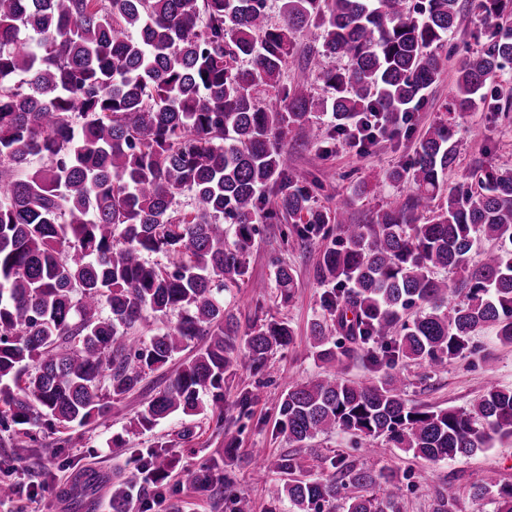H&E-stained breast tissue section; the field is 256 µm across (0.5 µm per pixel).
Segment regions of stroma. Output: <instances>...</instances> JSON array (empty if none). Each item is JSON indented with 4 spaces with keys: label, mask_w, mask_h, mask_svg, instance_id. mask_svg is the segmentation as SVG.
Returning a JSON list of instances; mask_svg holds the SVG:
<instances>
[{
    "label": "stroma",
    "mask_w": 512,
    "mask_h": 512,
    "mask_svg": "<svg viewBox=\"0 0 512 512\" xmlns=\"http://www.w3.org/2000/svg\"><path fill=\"white\" fill-rule=\"evenodd\" d=\"M484 30L482 18L471 9H463L454 32L439 51L440 78L426 91L411 132L379 138L364 152L339 138L327 154L321 145L307 143L299 131L289 132L292 168L316 180L317 206L340 211L347 223L367 224L382 207L405 201L410 188L403 182L361 194L354 193L352 187L365 181L372 171H387L406 162L420 135L435 123L450 126L459 146L458 163L447 176L448 186L471 185L470 174L478 168L512 167V105L506 103L497 111L483 105L466 112L451 107L457 68L478 48ZM311 43L309 37H297L285 80L290 84L309 81L312 96L321 100L329 97L331 90L323 80L312 77ZM286 226L283 220L259 224L248 258V273L243 282L225 292L224 302L236 316L241 331H248L259 318H283L295 331L294 342L274 351L267 373H254L245 363L239 366L235 377L224 387L223 423H216L211 417L176 415L150 431L131 428V420L177 369V362H169L150 373L140 389L113 402L107 420L69 430V444H58L56 435L42 433L37 442L26 448L0 446V480H9L18 490L17 495L0 500V512H112V484L132 476V451L158 444L179 457L180 464L162 494H155L150 487L142 490L149 512H229L231 498L238 495L250 498L254 512H270L275 506L264 486L253 479L254 472L264 464L254 451L263 448L271 456L292 451L287 438L274 430L277 406L289 385L324 371L313 355L308 326L321 312L323 287L317 278V266L326 241L317 233L301 245L286 242L282 237ZM280 264L294 270L297 283L294 299L285 306L280 303L275 283V270ZM258 282L265 283V291L255 290ZM490 336L487 330L477 333L472 339L474 352L448 362L428 376L414 363L403 364L406 399L435 409L467 408L488 383L512 388V346L491 344ZM254 387L260 390L259 399L247 415H239L236 400L240 391ZM227 447L234 448L235 456L225 469V499L217 503L195 489L190 475ZM300 454L311 478L326 474V463L334 457L403 475L401 512H432L436 491L448 485L457 491L453 512H494L491 499L476 500L469 493L471 478L479 470H495L500 483L512 485L511 438L495 441L493 447L471 456L429 462L393 447L386 438L368 440L362 448L355 438L336 430L319 436ZM83 472L102 475L105 481L79 508L73 504L69 489ZM275 508L293 512L285 502Z\"/></svg>",
    "instance_id": "1"
}]
</instances>
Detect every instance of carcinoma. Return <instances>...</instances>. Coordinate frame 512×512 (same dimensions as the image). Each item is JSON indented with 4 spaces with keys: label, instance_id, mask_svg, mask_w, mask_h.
<instances>
[{
    "label": "carcinoma",
    "instance_id": "obj_1",
    "mask_svg": "<svg viewBox=\"0 0 512 512\" xmlns=\"http://www.w3.org/2000/svg\"><path fill=\"white\" fill-rule=\"evenodd\" d=\"M267 0H0V433L16 447L51 431L106 418L112 402L145 376L191 352L133 422L150 430L175 413H211L224 422V382L243 362L257 373L294 329L264 318L239 336L222 292L247 275L261 219L288 218L283 235L305 242L327 227L334 242L317 274L329 285L309 337L331 372L292 384L276 428L303 448L336 428L385 437L430 461L469 455L512 437V389L494 384L471 408L408 403L400 365L437 368L471 351L490 329L512 345V169H478L475 186L444 190L458 160L452 130L429 126L414 155L375 181H406V202L345 224L311 203L315 181L291 170L285 138L328 143L364 115L384 127L419 111L441 71L438 50L452 34L460 0H282L269 23ZM488 22L483 47L462 61L452 105L484 102L483 90L512 63V0H469ZM313 36L321 57H346L320 77L331 97L314 101L283 74L296 34ZM329 115L324 130L312 114ZM448 196H443V192ZM191 209L178 206L182 196ZM493 247L476 264L478 241ZM161 253L172 269L146 256ZM439 269L460 275L448 302ZM275 281L292 299L294 271ZM415 310L408 316L409 310ZM176 324L140 342L151 316ZM363 356L378 382L343 379ZM108 380L107 388L101 381ZM209 396L207 404L203 396ZM156 492L179 460L149 448L133 459ZM227 458L192 473L193 485L224 499ZM306 479L302 459L281 454L256 471L275 472L273 503L294 512H400V478L345 458ZM385 485L382 497L364 491ZM134 481L112 486V512H147ZM470 495L495 494L512 512V485L491 471L474 475ZM455 491L435 493L432 512H453Z\"/></svg>",
    "mask_w": 512,
    "mask_h": 512
}]
</instances>
